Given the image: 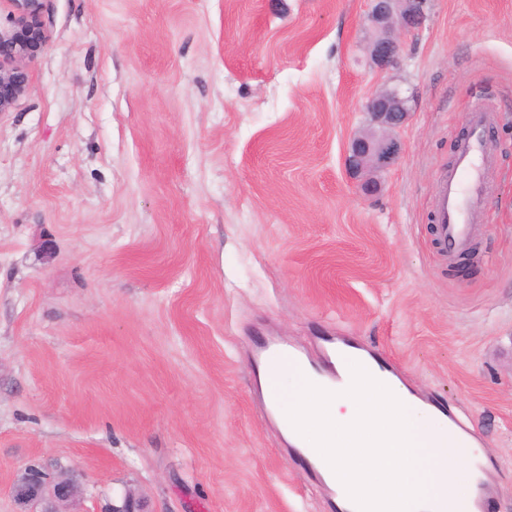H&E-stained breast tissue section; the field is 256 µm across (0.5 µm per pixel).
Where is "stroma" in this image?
<instances>
[{"label":"stroma","mask_w":512,"mask_h":512,"mask_svg":"<svg viewBox=\"0 0 512 512\" xmlns=\"http://www.w3.org/2000/svg\"><path fill=\"white\" fill-rule=\"evenodd\" d=\"M370 7L45 0L0 114V512L33 462L78 475L68 512H336L255 366L328 336L478 430L512 512V0H426L386 70ZM387 85L410 117L367 195L345 155ZM473 102L497 170L453 275L432 206Z\"/></svg>","instance_id":"1"}]
</instances>
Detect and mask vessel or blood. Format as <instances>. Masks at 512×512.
I'll list each match as a JSON object with an SVG mask.
<instances>
[{"instance_id":"vessel-or-blood-1","label":"vessel or blood","mask_w":512,"mask_h":512,"mask_svg":"<svg viewBox=\"0 0 512 512\" xmlns=\"http://www.w3.org/2000/svg\"><path fill=\"white\" fill-rule=\"evenodd\" d=\"M492 123L493 116L485 109H468L466 133L458 140L447 170L438 178L435 233L444 250L452 255L470 248L475 224L487 217L483 199L493 171ZM353 361L377 374L391 369L380 354L363 352L350 343L324 348L321 359L311 362L310 369L326 384L334 385L342 381Z\"/></svg>"}]
</instances>
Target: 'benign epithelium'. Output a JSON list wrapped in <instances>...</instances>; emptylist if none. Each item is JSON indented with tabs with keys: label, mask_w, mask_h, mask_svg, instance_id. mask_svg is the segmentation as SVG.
Wrapping results in <instances>:
<instances>
[{
	"label": "benign epithelium",
	"mask_w": 512,
	"mask_h": 512,
	"mask_svg": "<svg viewBox=\"0 0 512 512\" xmlns=\"http://www.w3.org/2000/svg\"><path fill=\"white\" fill-rule=\"evenodd\" d=\"M12 26L0 27V112H8L27 94V66L37 51L48 42L41 24L44 0H9ZM368 21L375 31L369 46L372 63L381 70L398 64L401 53L397 29L411 33L424 20V0H371ZM409 98L397 88L386 87L372 95L365 104L369 126L353 135L345 158L346 168L353 174L369 175L362 187L372 192L377 187L374 175L388 170L400 154L395 132L409 118ZM14 496L23 508L38 512H64V502L72 499L77 489L51 477L43 468L31 465L13 486Z\"/></svg>",
	"instance_id": "obj_1"
}]
</instances>
